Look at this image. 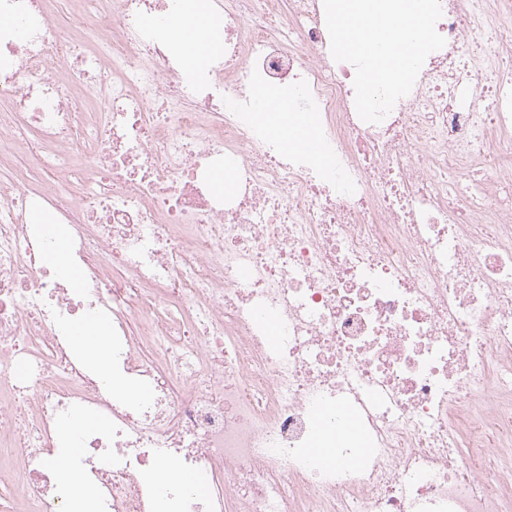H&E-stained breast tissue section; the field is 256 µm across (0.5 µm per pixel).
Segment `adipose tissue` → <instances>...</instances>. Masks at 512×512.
<instances>
[{"label":"adipose tissue","instance_id":"ef3b65f1","mask_svg":"<svg viewBox=\"0 0 512 512\" xmlns=\"http://www.w3.org/2000/svg\"><path fill=\"white\" fill-rule=\"evenodd\" d=\"M416 0H349L337 15L342 46L345 51L361 54L370 67V82L387 86L411 67L421 47V23L411 20ZM189 36L179 38L178 45L188 65H197L199 58L218 52L211 36V18L206 10L192 13L184 23ZM396 40H389V33ZM104 326L90 322L72 330L73 340L81 347H94L91 358L95 374L111 381L108 347Z\"/></svg>","mask_w":512,"mask_h":512}]
</instances>
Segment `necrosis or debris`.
Segmentation results:
<instances>
[{
    "label": "necrosis or debris",
    "mask_w": 512,
    "mask_h": 512,
    "mask_svg": "<svg viewBox=\"0 0 512 512\" xmlns=\"http://www.w3.org/2000/svg\"><path fill=\"white\" fill-rule=\"evenodd\" d=\"M55 3L0 0V156L42 171L0 175V512H70L64 467L94 512H155L165 462L206 476L169 512H512V0H430L370 96L329 0H209L195 72L181 0ZM92 318L109 385L67 333ZM189 28L193 29V32L184 38L182 32ZM177 42L186 63L190 66H199L200 57H210L220 50V46L211 36L210 15L203 8L186 19ZM261 112H272L270 119L276 122L277 118L280 120V125L277 126L276 132L278 136L283 140L286 147L294 146L301 142H308L313 140V137L302 127L301 124L291 126L288 128V123H281V119L285 112H290L288 104L282 102H267L264 104V111ZM283 112L282 114H275ZM67 243L68 242L64 234L61 231L56 230L55 242L51 248V261L55 269L70 278H75L76 276H79V274L74 266L80 271V273L81 270L73 262L72 263L74 266L72 265L70 251Z\"/></svg>",
    "instance_id": "4bbe7bcc"
}]
</instances>
